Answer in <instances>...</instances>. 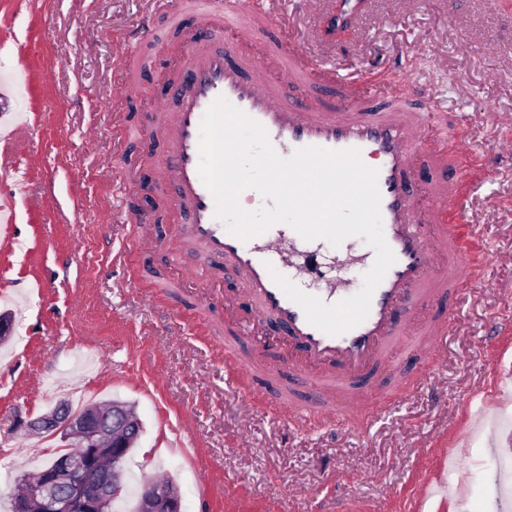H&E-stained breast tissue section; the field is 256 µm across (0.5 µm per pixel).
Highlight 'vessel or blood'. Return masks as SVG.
<instances>
[{
    "instance_id": "1",
    "label": "vessel or blood",
    "mask_w": 512,
    "mask_h": 512,
    "mask_svg": "<svg viewBox=\"0 0 512 512\" xmlns=\"http://www.w3.org/2000/svg\"><path fill=\"white\" fill-rule=\"evenodd\" d=\"M134 34L165 18L175 65L168 80L171 97L155 98L137 129L158 143L162 155L154 179L170 191L169 205L185 221L176 225L168 250L182 278L203 279L198 257L229 263L243 280L235 300L224 303L220 321L235 335L255 337L245 361L231 341L224 344L227 376L250 391L257 370L266 368L269 349L314 387L300 402L293 386H280L269 403L289 424L357 432L368 428L388 403L389 388L402 384L393 370L389 387L376 376L395 357L424 358L439 353L453 322L445 306L461 294L470 266L484 262L460 244L468 216L460 188L469 175L470 141L443 134L446 113L426 107L425 84L412 70L363 71L342 76L281 34L287 17L279 0H145ZM117 62L125 77L114 98L138 95L127 45ZM225 97L260 123L281 156L316 146L358 149L375 161L385 240L396 261L375 288L370 312L340 335L311 325L303 310L274 282L269 264H292L300 235L277 224L241 241L214 216V200L198 173L202 119ZM20 138L0 128V249L14 243L13 191H26L13 155ZM315 296L328 304L350 297L343 280L322 272Z\"/></svg>"
}]
</instances>
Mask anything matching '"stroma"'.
I'll use <instances>...</instances> for the list:
<instances>
[{
	"label": "stroma",
	"mask_w": 512,
	"mask_h": 512,
	"mask_svg": "<svg viewBox=\"0 0 512 512\" xmlns=\"http://www.w3.org/2000/svg\"><path fill=\"white\" fill-rule=\"evenodd\" d=\"M334 0L324 15L291 16L295 45L334 64L340 75L376 63L410 62L434 84L436 103L462 126L483 153L503 135L494 118L512 114V13L491 0H368L358 11L349 41L326 32ZM145 10L144 0H0V83L16 60L27 66L26 85L0 107V122L33 124L38 135L23 141L14 161L30 182L16 201L23 249L0 252L13 275L41 279L42 296L0 284V312L28 302L16 333L0 347V512H9L15 481L35 466L23 456L34 439L12 432L16 415L48 412L54 399L43 385L70 372L90 346L106 360L90 386L99 399L134 404L144 433L128 461L133 475L172 477L183 512H441V498L420 500L417 487L448 459L456 432L470 426L460 472L467 485L453 512H497L488 482L498 457L512 459V438L491 457L479 424L464 413L466 398L480 388L512 396V303L500 288L512 286V165L494 168L461 189L480 237L463 235V246L493 254L477 279L454 301L451 334L430 378L397 399L364 432H288L283 420L250 405L224 370V339L211 335L191 301L210 289L217 297L237 293L230 266L215 269L214 282H187L167 292L158 284L178 273L164 244L172 227L156 222L157 248L128 255L113 266L133 230L121 223L123 192L117 171H131L132 199L144 207L153 187L159 145L122 141L124 128L139 125L151 98L165 88L169 69L167 29L155 24L135 54L147 67L136 80L139 98L114 102L120 78L115 40ZM465 14L470 27L456 32ZM360 255L342 275L360 291L374 249L364 239L318 245L311 266H329L346 252ZM137 280L138 288L127 285ZM183 429L199 450V470L213 490L202 502L197 479L176 456L164 453L171 429Z\"/></svg>",
	"instance_id": "stroma-1"
}]
</instances>
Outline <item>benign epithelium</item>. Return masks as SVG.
I'll return each instance as SVG.
<instances>
[{
    "mask_svg": "<svg viewBox=\"0 0 512 512\" xmlns=\"http://www.w3.org/2000/svg\"><path fill=\"white\" fill-rule=\"evenodd\" d=\"M17 426L37 438L62 442L38 485L15 499V512H105L109 501L123 489L121 472L103 470L100 460L119 462L137 439L140 418L121 406H88L72 411L59 401L53 410L34 418L20 419ZM139 512H182V496L175 486L147 482L142 485Z\"/></svg>",
    "mask_w": 512,
    "mask_h": 512,
    "instance_id": "7a95c632",
    "label": "benign epithelium"
}]
</instances>
